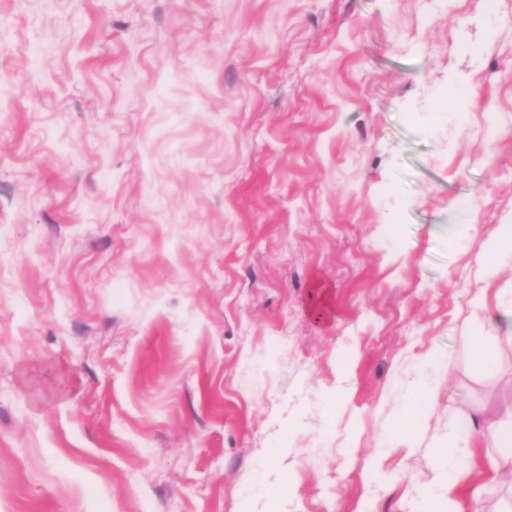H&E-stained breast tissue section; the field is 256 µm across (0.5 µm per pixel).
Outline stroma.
Wrapping results in <instances>:
<instances>
[{"mask_svg": "<svg viewBox=\"0 0 512 512\" xmlns=\"http://www.w3.org/2000/svg\"><path fill=\"white\" fill-rule=\"evenodd\" d=\"M502 224L512 0H0V512H423Z\"/></svg>", "mask_w": 512, "mask_h": 512, "instance_id": "stroma-1", "label": "stroma"}]
</instances>
